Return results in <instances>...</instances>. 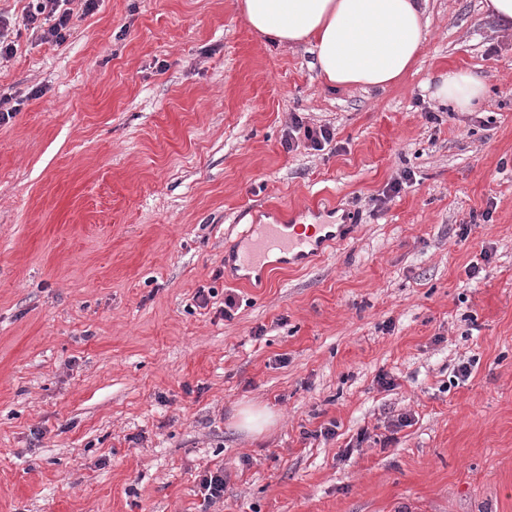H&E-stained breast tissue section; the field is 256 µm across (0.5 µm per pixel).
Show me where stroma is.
<instances>
[{
  "label": "stroma",
  "mask_w": 512,
  "mask_h": 512,
  "mask_svg": "<svg viewBox=\"0 0 512 512\" xmlns=\"http://www.w3.org/2000/svg\"><path fill=\"white\" fill-rule=\"evenodd\" d=\"M427 14L367 91L237 0H100L59 46L0 0V512H199L219 467L209 512H512V30ZM449 68L486 111L429 100ZM296 116L332 140L286 149ZM315 204L348 241L259 288L225 267ZM245 404L275 424L241 431ZM225 481L224 468H217L216 471L207 470L200 475L199 491L206 506L224 496Z\"/></svg>",
  "instance_id": "stroma-1"
}]
</instances>
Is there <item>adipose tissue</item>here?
Masks as SVG:
<instances>
[{
	"label": "adipose tissue",
	"mask_w": 512,
	"mask_h": 512,
	"mask_svg": "<svg viewBox=\"0 0 512 512\" xmlns=\"http://www.w3.org/2000/svg\"><path fill=\"white\" fill-rule=\"evenodd\" d=\"M424 0H243L249 25L282 44H304L323 81L335 88L383 90L413 67L427 33ZM430 96L458 112H474L489 97L480 73L451 69Z\"/></svg>",
	"instance_id": "adipose-tissue-1"
}]
</instances>
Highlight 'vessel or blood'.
<instances>
[{"mask_svg": "<svg viewBox=\"0 0 512 512\" xmlns=\"http://www.w3.org/2000/svg\"><path fill=\"white\" fill-rule=\"evenodd\" d=\"M245 250L236 260L240 269L252 273L256 281H263L270 271L271 254H279L283 262L307 260L322 256L330 242L329 236L293 235L285 232L283 223L253 224L243 233Z\"/></svg>", "mask_w": 512, "mask_h": 512, "instance_id": "vessel-or-blood-1", "label": "vessel or blood"}]
</instances>
